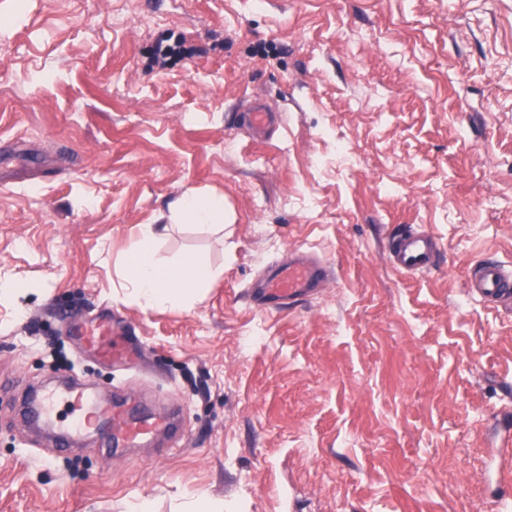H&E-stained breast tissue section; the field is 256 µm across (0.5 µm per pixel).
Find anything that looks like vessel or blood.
<instances>
[{
  "label": "vessel or blood",
  "instance_id": "vessel-or-blood-1",
  "mask_svg": "<svg viewBox=\"0 0 512 512\" xmlns=\"http://www.w3.org/2000/svg\"><path fill=\"white\" fill-rule=\"evenodd\" d=\"M238 123L252 139L262 141L279 127L280 116L264 99L255 97L241 105ZM443 255L444 248L434 233L410 226L393 232L386 248L389 264L408 275L435 270ZM332 274L328 260L297 250L287 260L269 263L248 285L244 296L255 308L274 314L322 296ZM466 286L482 304L512 313V269L505 268L498 260L487 257L472 265ZM76 335L105 359L120 358L134 350L125 332L115 330L107 320L83 325L77 328ZM63 402L70 404L74 414L71 421L58 427L56 446L63 450L70 449L74 438L84 433L100 434L104 447L115 451L174 431L172 415L138 416L125 399L106 405L94 404L88 387L70 380L33 398L31 411L37 418L50 422Z\"/></svg>",
  "mask_w": 512,
  "mask_h": 512
}]
</instances>
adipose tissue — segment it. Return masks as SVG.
I'll list each match as a JSON object with an SVG mask.
<instances>
[{
    "mask_svg": "<svg viewBox=\"0 0 512 512\" xmlns=\"http://www.w3.org/2000/svg\"><path fill=\"white\" fill-rule=\"evenodd\" d=\"M173 216L198 226L219 227L224 223V200L189 194L176 202ZM166 232V227L145 225L131 241L127 253L124 277L148 307L177 303L192 289L205 287L220 276L219 270L191 257L174 266H162L155 248Z\"/></svg>",
    "mask_w": 512,
    "mask_h": 512,
    "instance_id": "ef3b65f1",
    "label": "adipose tissue"
}]
</instances>
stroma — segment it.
Here are the masks:
<instances>
[{"label": "stroma", "instance_id": "stroma-1", "mask_svg": "<svg viewBox=\"0 0 512 512\" xmlns=\"http://www.w3.org/2000/svg\"><path fill=\"white\" fill-rule=\"evenodd\" d=\"M281 113L256 142L249 97ZM187 193L224 227L171 223ZM160 263L220 277L148 308L123 276L142 225ZM402 225L446 261L405 275ZM335 264L276 315L243 291L290 250ZM512 267V0H0V512H497L483 482L512 418V314L465 291ZM125 320L142 362L77 352L71 318ZM98 398L184 411L175 439L59 452L14 395L57 359ZM444 248L427 228L402 227L393 232L386 248L389 264L396 270L417 275L430 273L439 265Z\"/></svg>", "mask_w": 512, "mask_h": 512}]
</instances>
